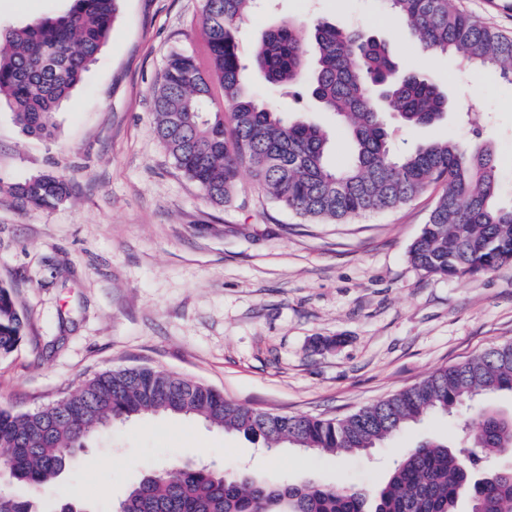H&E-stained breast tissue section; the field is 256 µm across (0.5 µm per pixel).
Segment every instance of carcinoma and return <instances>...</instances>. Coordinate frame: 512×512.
<instances>
[{"label":"carcinoma","instance_id":"carcinoma-1","mask_svg":"<svg viewBox=\"0 0 512 512\" xmlns=\"http://www.w3.org/2000/svg\"><path fill=\"white\" fill-rule=\"evenodd\" d=\"M257 0H204L195 51L172 52L153 92V132L176 166L216 205L232 201L240 171L275 201L308 219L342 223L442 191L409 251L433 275L481 276L512 261V200L502 196L491 147L449 138L406 153L393 149L392 121L421 127L442 120L448 94L389 45L353 26L319 19L302 34L291 22L265 32L251 59L275 87L303 89L348 130L350 157L336 168L317 125L258 103L236 32ZM424 54H450L465 70L484 68L512 82V36L474 20L457 0H382ZM119 0H72L55 18L0 31V99L24 131L50 137L56 111L103 47ZM27 206L52 208L67 183L42 173L16 185ZM24 318L0 286V358L23 339ZM512 393V343L435 370L418 384L342 418L290 416L249 408L202 382L152 367L102 372L78 392L33 411L0 407V465L11 484L0 512H42L39 492L71 465L85 437L115 421L148 414L198 417L314 453L366 451L424 417L466 404L463 443H422L404 453L372 490L311 482L270 483L248 474L175 460L145 476L124 512H512V467L473 477L484 459L512 452V416L478 398Z\"/></svg>","mask_w":512,"mask_h":512}]
</instances>
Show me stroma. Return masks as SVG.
<instances>
[{
  "label": "stroma",
  "mask_w": 512,
  "mask_h": 512,
  "mask_svg": "<svg viewBox=\"0 0 512 512\" xmlns=\"http://www.w3.org/2000/svg\"><path fill=\"white\" fill-rule=\"evenodd\" d=\"M71 0H0V28L66 12ZM203 0H121L109 36L64 101L52 137L24 133L0 105V285L26 319L0 359V406L25 412L123 367L175 372L226 399L274 413L342 416L386 399L438 368L512 342V263L474 279L435 276L408 252L440 192L398 209L317 224L273 201L241 171L218 207L174 164L153 133L151 89L167 55L196 47ZM322 18L383 39L428 72L451 99L475 102L468 122L400 129L403 153L451 136L491 144L512 197V83L420 54L378 0H271L240 25L250 61L263 33ZM259 102L320 125L329 160L350 142L333 114L250 72ZM52 172L71 195L52 209L24 206L13 187ZM469 412L434 414L367 453L315 456L179 416L137 417L88 438L57 482L81 491L87 512H112L149 471L172 460L241 470L269 482L372 487L407 449L456 445Z\"/></svg>",
  "instance_id": "stroma-1"
}]
</instances>
